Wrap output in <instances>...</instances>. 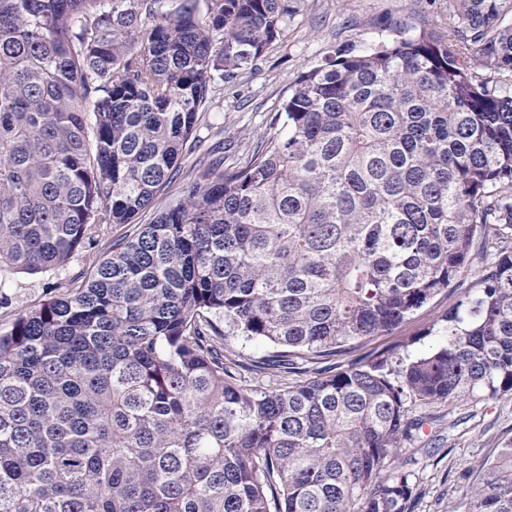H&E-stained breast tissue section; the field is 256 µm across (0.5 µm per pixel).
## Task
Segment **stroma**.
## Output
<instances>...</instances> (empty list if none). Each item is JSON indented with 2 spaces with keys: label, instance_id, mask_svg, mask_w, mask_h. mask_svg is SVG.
<instances>
[{
  "label": "stroma",
  "instance_id": "35a3bbf8",
  "mask_svg": "<svg viewBox=\"0 0 512 512\" xmlns=\"http://www.w3.org/2000/svg\"><path fill=\"white\" fill-rule=\"evenodd\" d=\"M291 14L278 40L251 69L235 80H214L197 129L178 162V176L141 211L134 223L117 224L113 235H131L138 225L151 223L183 183L215 160L232 163L254 149L269 130L272 117L296 77L315 64L334 45L349 43L369 48L392 39L390 23L409 20L414 26L444 28L456 21L458 0H287ZM96 251H83L49 273L6 274L0 293V314L21 313L46 300L53 288L73 275L92 270L101 261ZM462 293H440L410 320L389 334L361 342L337 356V368L367 364L387 357L408 361L430 351L442 339V318L462 300ZM436 422L424 425L405 444L394 467L416 474L417 488L410 512H455L466 487L484 460L494 458L512 442V395L488 400L470 396L435 405Z\"/></svg>",
  "mask_w": 512,
  "mask_h": 512
}]
</instances>
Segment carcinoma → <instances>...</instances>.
Here are the masks:
<instances>
[{"label":"carcinoma","instance_id":"1","mask_svg":"<svg viewBox=\"0 0 512 512\" xmlns=\"http://www.w3.org/2000/svg\"><path fill=\"white\" fill-rule=\"evenodd\" d=\"M289 13L0 0V272L104 254L0 326V512H408L414 473L386 460L429 408L512 392V0L329 49L243 159L110 234L177 177L212 75ZM472 289L402 367H321ZM234 333L273 351L249 367ZM459 509L512 512V443Z\"/></svg>","mask_w":512,"mask_h":512}]
</instances>
